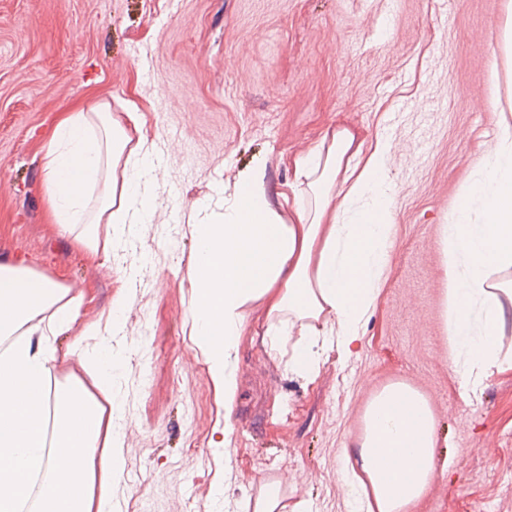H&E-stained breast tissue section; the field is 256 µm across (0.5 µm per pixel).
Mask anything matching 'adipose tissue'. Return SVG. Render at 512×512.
<instances>
[{"label": "adipose tissue", "mask_w": 512, "mask_h": 512, "mask_svg": "<svg viewBox=\"0 0 512 512\" xmlns=\"http://www.w3.org/2000/svg\"><path fill=\"white\" fill-rule=\"evenodd\" d=\"M488 111L499 134L472 170L442 236L445 320L455 366L479 375L505 361L503 327L512 289L492 280L512 267V113L500 95ZM153 146L130 144L107 103L89 96L56 123L43 157L48 215L90 261L94 225L114 240L146 223L154 206ZM287 213L266 200L265 167L237 172L224 220L194 209L189 278L192 334L224 404L239 387L240 346L249 312L262 304L270 352L290 349V372L314 377L328 346L352 356L387 280L394 195L387 143L365 148L341 129L289 161ZM127 291L112 301V324L83 322L82 295L30 266L0 262V512H112L123 461L122 403L103 343L120 327ZM83 323L66 355L83 377L57 380L55 342ZM436 419L428 400L402 382L377 392L348 452L362 474L370 512H406L436 466Z\"/></svg>", "instance_id": "obj_1"}]
</instances>
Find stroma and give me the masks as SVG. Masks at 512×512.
Returning <instances> with one entry per match:
<instances>
[{
  "instance_id": "1",
  "label": "stroma",
  "mask_w": 512,
  "mask_h": 512,
  "mask_svg": "<svg viewBox=\"0 0 512 512\" xmlns=\"http://www.w3.org/2000/svg\"><path fill=\"white\" fill-rule=\"evenodd\" d=\"M511 0H0V259L84 296V322L132 303L112 338L127 446L118 512H247L274 473L284 512H354L345 447L384 386L429 401L436 466L408 512H512V365L472 388L448 357L444 245L478 156L493 144L487 71ZM94 93L158 159L156 207L106 266L47 215L41 188L60 116ZM339 127L389 137L395 190L386 285L355 355L328 348L313 378L269 354L253 306L239 389L224 408L190 335L192 207L219 216L224 186L264 163L288 206L289 159ZM230 419L227 450L212 448Z\"/></svg>"
}]
</instances>
